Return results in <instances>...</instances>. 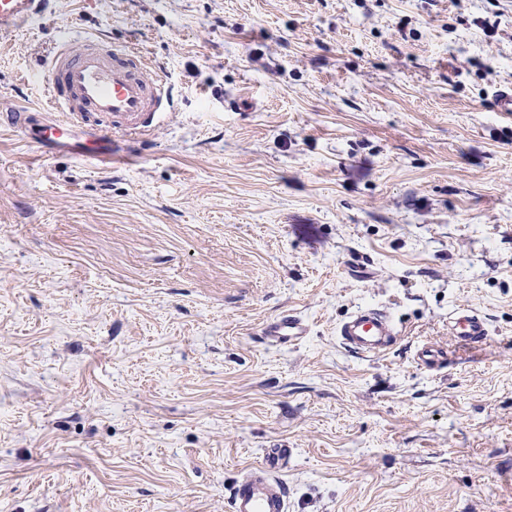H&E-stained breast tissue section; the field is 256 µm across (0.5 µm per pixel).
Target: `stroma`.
<instances>
[{
    "mask_svg": "<svg viewBox=\"0 0 512 512\" xmlns=\"http://www.w3.org/2000/svg\"><path fill=\"white\" fill-rule=\"evenodd\" d=\"M65 36L175 108L109 165L0 129V512H226L277 443L288 512H512V0H48L1 110L42 121ZM337 333L349 350L364 357L385 354L401 334L390 315L375 308L358 310L338 327ZM448 334L463 346L477 348L488 336V324L479 314L463 310L448 319ZM308 330L303 318L294 313H284L267 324L264 335L279 344H292L307 336Z\"/></svg>",
    "mask_w": 512,
    "mask_h": 512,
    "instance_id": "35a3bbf8",
    "label": "stroma"
}]
</instances>
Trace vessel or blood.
Listing matches in <instances>:
<instances>
[{"label":"vessel or blood","mask_w":512,"mask_h":512,"mask_svg":"<svg viewBox=\"0 0 512 512\" xmlns=\"http://www.w3.org/2000/svg\"><path fill=\"white\" fill-rule=\"evenodd\" d=\"M41 0H0V34L20 27L39 10ZM46 90L50 106L64 120L33 124L27 113H0V128L18 130L53 152L88 155L111 162L112 135L145 134L173 106L168 86L152 74L148 60L125 45L107 46L100 39H84L80 49L62 44L48 67ZM309 326L300 316L284 313L265 328L279 344L307 336ZM342 343L364 357L385 354L400 333L382 310L364 308L337 329ZM448 334L457 343L480 347L488 324L479 314L463 310L448 320ZM288 458L285 445L267 449L262 464L245 473L229 490V512H287V493L279 474Z\"/></svg>","instance_id":"obj_1"}]
</instances>
